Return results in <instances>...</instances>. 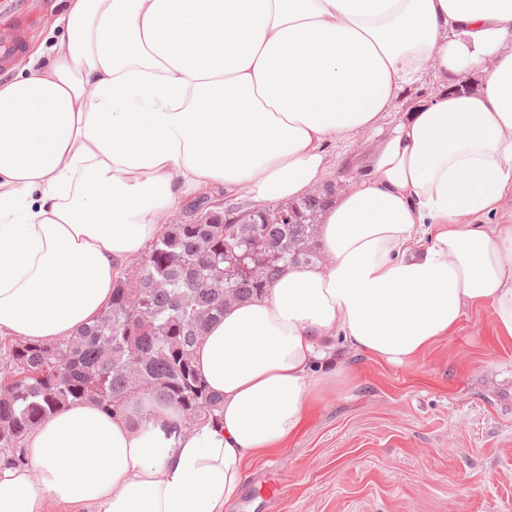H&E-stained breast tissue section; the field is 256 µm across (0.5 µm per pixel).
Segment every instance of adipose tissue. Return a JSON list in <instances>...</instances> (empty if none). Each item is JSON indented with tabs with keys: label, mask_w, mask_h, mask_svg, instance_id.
Returning <instances> with one entry per match:
<instances>
[{
	"label": "adipose tissue",
	"mask_w": 512,
	"mask_h": 512,
	"mask_svg": "<svg viewBox=\"0 0 512 512\" xmlns=\"http://www.w3.org/2000/svg\"><path fill=\"white\" fill-rule=\"evenodd\" d=\"M55 54L0 80V335L53 343L96 321L161 214L217 187L295 201L328 142L375 129L423 70L474 75L409 111L370 177L323 210L325 264L228 306L194 351L220 420L184 430L142 398L39 424L0 464V512H226L345 366L402 365L466 309L512 339V0H63Z\"/></svg>",
	"instance_id": "adipose-tissue-1"
}]
</instances>
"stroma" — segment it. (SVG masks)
<instances>
[{"instance_id": "1", "label": "stroma", "mask_w": 512, "mask_h": 512, "mask_svg": "<svg viewBox=\"0 0 512 512\" xmlns=\"http://www.w3.org/2000/svg\"><path fill=\"white\" fill-rule=\"evenodd\" d=\"M60 0H0V28L44 49L58 41ZM427 70L394 100L374 132L329 142L327 175L312 196L334 200L366 177L382 135L445 84ZM353 373L326 392L281 453L254 467L244 489L268 479L276 500L256 512H512V340L491 307L469 310L415 361L392 365L346 346Z\"/></svg>"}]
</instances>
